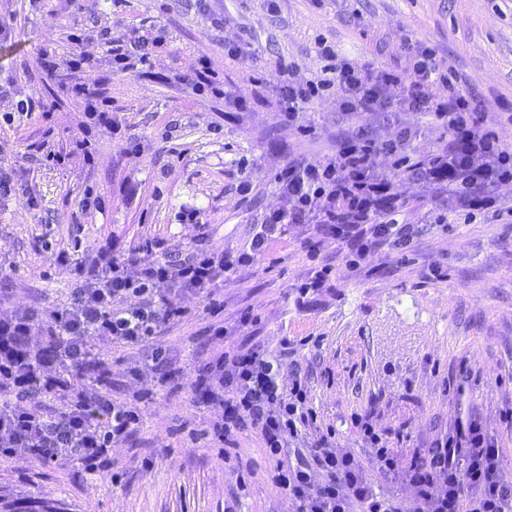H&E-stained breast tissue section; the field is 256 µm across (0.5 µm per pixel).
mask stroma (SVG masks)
<instances>
[{"mask_svg":"<svg viewBox=\"0 0 512 512\" xmlns=\"http://www.w3.org/2000/svg\"><path fill=\"white\" fill-rule=\"evenodd\" d=\"M82 29L73 45L69 35ZM161 38L147 64L112 71L101 33L129 29ZM335 45L339 61L371 60L411 71L407 42L434 47L440 70L456 72L485 102L490 120L512 113V0H0V170L12 176L0 198V318L71 302L75 263L93 265L98 244L126 250L143 240L162 253L198 249L247 252L263 215L277 207L274 178L297 161L317 164L344 138L379 140L411 130L414 156L448 143L445 129L418 112H345L332 91L305 106L297 123L278 114L280 67L295 81L316 76V42ZM239 49L237 58L225 47ZM78 51L89 68L70 72ZM224 82L220 98L197 94L200 57ZM106 87L120 130L94 126L90 147L72 142L87 118L64 84ZM31 99L30 113L16 112ZM245 110H237V100ZM512 148V123L499 121ZM66 151L61 165L48 152ZM391 191L418 225L410 251L378 248L360 266L317 224H292L264 254L235 266L209 295L182 292L171 302L187 316L154 342L91 341L112 366V395L133 398L154 387L142 423L112 449V467L73 463L39 469L24 450L0 458V501L24 512L40 499L59 512H293L273 482L274 463L255 430L237 434L231 459L220 455L213 424L224 414L187 378L200 362L231 349H276L312 337L283 362L308 377L317 424L333 427L340 448L367 461L354 422L367 413L378 434L401 430L410 448L429 447L456 419L476 415L502 450L499 478L512 484V223L478 216L442 227L441 193L393 174ZM34 207H27V200ZM201 221L186 224L184 213ZM332 269L331 286L300 294L312 268ZM252 311L255 323L239 321ZM223 335L211 332L214 324ZM470 377H462L461 368ZM165 385H157L160 373Z\"/></svg>","mask_w":512,"mask_h":512,"instance_id":"1","label":"stroma"}]
</instances>
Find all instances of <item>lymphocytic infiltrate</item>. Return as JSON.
<instances>
[{"instance_id":"f902f5d3","label":"lymphocytic infiltrate","mask_w":512,"mask_h":512,"mask_svg":"<svg viewBox=\"0 0 512 512\" xmlns=\"http://www.w3.org/2000/svg\"><path fill=\"white\" fill-rule=\"evenodd\" d=\"M412 53L413 71L405 77L388 66L337 62L332 47L319 44L325 62L320 78L302 84L284 79L280 115L297 121L306 104L333 87L341 92L343 111L382 112L388 107L383 87L398 86L400 109L424 113L448 132L444 153L411 159L414 179L449 195L458 214L472 220L496 206L495 186L512 179V149L501 143L483 101L460 89L456 73L437 72L432 47L416 45ZM437 82L447 85V95L427 93V86ZM399 153L396 142L379 144L360 133L342 141L323 164L289 166L276 178L285 204L266 214L251 241L252 255H261L268 241L291 224L330 225L336 241L360 259L383 242L408 250L416 228L404 223L389 182L375 172L377 155ZM134 263L139 269L133 274ZM236 264L202 249L161 258L148 241L129 255L107 242L94 270L76 267L73 301L48 320L28 309L1 318L0 389L10 391L11 401L0 405V456L21 448L42 467L74 462L89 471L111 467L112 446L138 427L140 415L113 400L107 363L98 362L93 374L79 376V367L92 360L90 337L129 345L153 342L164 326L186 314L170 302L169 293L204 292ZM37 326L44 335L66 337L65 349L44 356L32 339ZM281 367L280 353L232 350L199 369L192 386L210 396L224 394V418L215 434L226 447H233L245 428L260 434L275 462L274 483L293 498L296 512H512V486L498 478L497 441L473 419L457 424L431 447L407 448L402 434L381 436L364 418L359 427L372 448L369 463L339 448L330 428L317 431L307 450L286 459L285 448L314 419L307 382L298 376L283 385ZM89 385L101 392L92 403L83 396ZM57 397L61 407L48 410L46 400ZM370 465L414 487V499L377 493L366 474Z\"/></svg>"}]
</instances>
